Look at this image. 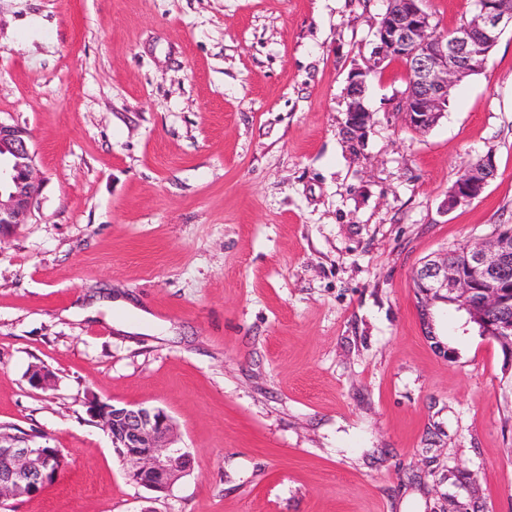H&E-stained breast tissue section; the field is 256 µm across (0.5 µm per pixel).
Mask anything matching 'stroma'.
<instances>
[{
    "instance_id": "1",
    "label": "stroma",
    "mask_w": 512,
    "mask_h": 512,
    "mask_svg": "<svg viewBox=\"0 0 512 512\" xmlns=\"http://www.w3.org/2000/svg\"><path fill=\"white\" fill-rule=\"evenodd\" d=\"M387 5L0 0V120L43 179L0 243V434L68 458L9 512H512V361L441 304L444 359L412 283L512 225V29L423 134L403 64L372 75L356 142ZM94 397L164 410L190 474L130 482ZM496 166L490 157L470 164L448 191L447 209L478 198L496 177Z\"/></svg>"
}]
</instances>
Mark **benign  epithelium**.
<instances>
[{"instance_id":"1","label":"benign epithelium","mask_w":512,"mask_h":512,"mask_svg":"<svg viewBox=\"0 0 512 512\" xmlns=\"http://www.w3.org/2000/svg\"><path fill=\"white\" fill-rule=\"evenodd\" d=\"M512 27V0H477L471 20L450 35L435 33L425 0H389L378 23L376 46L364 65L348 75L347 129L359 138L373 121L364 103L367 78L385 62L406 59L412 78L395 111L411 128H433L448 109L451 90L470 74L482 70L501 35ZM496 177L491 158L469 165L448 191L447 209L478 198ZM39 190L35 155L29 132L0 121V242L11 229L26 223ZM512 226L497 225L491 236L465 243L458 263L437 255L423 260L412 280L418 294V316L426 336L448 360L456 351L437 340L432 308L451 304L466 315L465 324L481 325L483 336L505 346L512 358ZM88 412L122 454L127 476L155 492H167L193 469L189 451L173 446L169 416L158 408L89 402ZM59 448L0 444V508L19 497L41 492L56 474Z\"/></svg>"}]
</instances>
